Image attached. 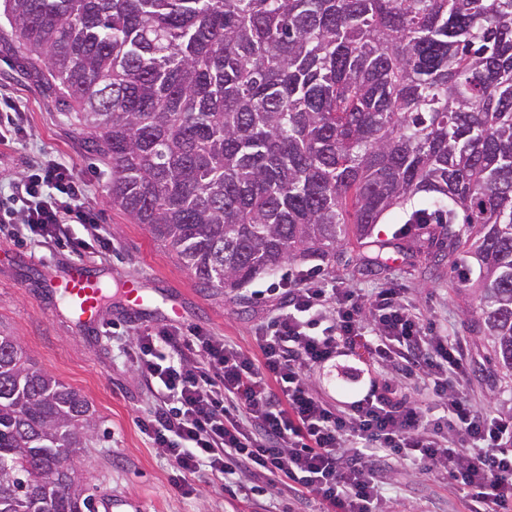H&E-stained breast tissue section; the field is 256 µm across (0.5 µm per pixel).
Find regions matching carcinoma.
Returning a JSON list of instances; mask_svg holds the SVG:
<instances>
[{"label":"carcinoma","instance_id":"cac0c4a2","mask_svg":"<svg viewBox=\"0 0 512 512\" xmlns=\"http://www.w3.org/2000/svg\"><path fill=\"white\" fill-rule=\"evenodd\" d=\"M112 169V204L203 288L333 262L395 210L479 267L512 371V0H0ZM89 401L0 335V512H94Z\"/></svg>","mask_w":512,"mask_h":512}]
</instances>
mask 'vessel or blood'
<instances>
[{
    "mask_svg": "<svg viewBox=\"0 0 512 512\" xmlns=\"http://www.w3.org/2000/svg\"><path fill=\"white\" fill-rule=\"evenodd\" d=\"M53 288L81 326L93 328L98 325L106 289L88 263L73 262L65 274L54 281ZM123 301L128 311L139 313L148 307L149 296L141 282L133 280L124 286Z\"/></svg>",
    "mask_w": 512,
    "mask_h": 512,
    "instance_id": "vessel-or-blood-1",
    "label": "vessel or blood"
}]
</instances>
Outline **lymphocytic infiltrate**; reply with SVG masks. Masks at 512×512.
Here are the masks:
<instances>
[{"label":"lymphocytic infiltrate","instance_id":"lymphocytic-infiltrate-1","mask_svg":"<svg viewBox=\"0 0 512 512\" xmlns=\"http://www.w3.org/2000/svg\"><path fill=\"white\" fill-rule=\"evenodd\" d=\"M0 223L40 245L81 252L112 241L70 165L43 158L14 186ZM81 225L83 237L71 234ZM370 345L377 375L345 405L319 395L312 372ZM255 351L202 329L166 326L136 338L134 365L154 407L140 428L156 453L175 459L172 485L250 474L288 499V512H385L382 486L393 465L434 473L471 512H512V414L472 402L463 340L427 326L398 288L362 306L350 288L289 277L284 303L255 336ZM423 386L414 399L406 385ZM444 414L430 418L431 405Z\"/></svg>","mask_w":512,"mask_h":512}]
</instances>
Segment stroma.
Wrapping results in <instances>:
<instances>
[{"instance_id":"35a3bbf8","label":"stroma","mask_w":512,"mask_h":512,"mask_svg":"<svg viewBox=\"0 0 512 512\" xmlns=\"http://www.w3.org/2000/svg\"><path fill=\"white\" fill-rule=\"evenodd\" d=\"M13 105L25 135L0 130V194L30 173L31 163L51 155L74 166L87 186L86 200L112 239L111 251L80 254L67 248H44L15 237L12 225L0 226V333L15 336L31 361L91 403L97 427L74 458V467L94 496L109 495L136 502L139 512H251L244 493L250 475L230 476L223 487L200 483L185 496L171 484L174 460L159 456L138 426L151 410L152 398L129 356L138 331L177 323L230 340L242 348L254 345L256 326L284 300L289 274L319 271L329 282L356 289L369 302L376 289L404 288L405 299L425 322L454 331L464 339L472 367L469 390L478 408L512 413V377L494 363L490 337L479 333L473 310L478 303L476 273L459 276L447 258L421 261L390 249L383 266L366 264L371 249L351 241L334 264L315 258L287 263L233 293L198 287L194 275L142 225L134 223L108 197L110 168L91 152L69 109L49 89L39 68L15 45L0 17V109ZM92 263L108 288V300L97 328H81L49 284L70 263ZM142 281L152 302L139 314L129 313L122 286ZM182 315L170 319V300ZM369 357L363 347L314 370L312 381L325 399L343 404L368 385ZM226 484V485H227ZM384 494L393 512H466L458 494L433 474L414 475L392 469Z\"/></svg>"}]
</instances>
